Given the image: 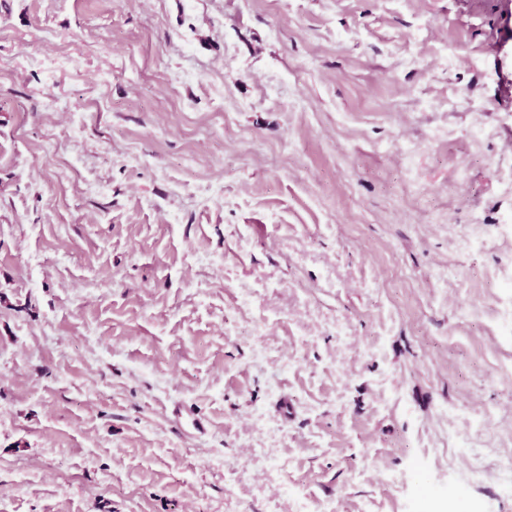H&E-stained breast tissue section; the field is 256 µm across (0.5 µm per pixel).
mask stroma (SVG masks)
Masks as SVG:
<instances>
[{
	"label": "stroma",
	"mask_w": 512,
	"mask_h": 512,
	"mask_svg": "<svg viewBox=\"0 0 512 512\" xmlns=\"http://www.w3.org/2000/svg\"><path fill=\"white\" fill-rule=\"evenodd\" d=\"M511 172L512 0H0V512H512Z\"/></svg>",
	"instance_id": "1"
}]
</instances>
